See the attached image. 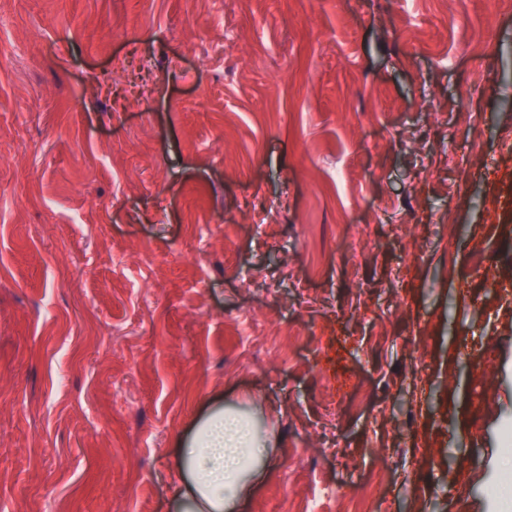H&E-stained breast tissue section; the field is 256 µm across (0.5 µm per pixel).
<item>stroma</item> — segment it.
Returning a JSON list of instances; mask_svg holds the SVG:
<instances>
[{
  "mask_svg": "<svg viewBox=\"0 0 512 512\" xmlns=\"http://www.w3.org/2000/svg\"><path fill=\"white\" fill-rule=\"evenodd\" d=\"M512 512V5L0 0V512ZM273 430L236 404L211 408L177 454L176 512H238L277 466Z\"/></svg>",
  "mask_w": 512,
  "mask_h": 512,
  "instance_id": "1",
  "label": "stroma"
}]
</instances>
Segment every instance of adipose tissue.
Returning <instances> with one entry per match:
<instances>
[{
	"mask_svg": "<svg viewBox=\"0 0 512 512\" xmlns=\"http://www.w3.org/2000/svg\"><path fill=\"white\" fill-rule=\"evenodd\" d=\"M278 440L253 413L232 403L211 408L177 454L175 512H239L277 466Z\"/></svg>",
	"mask_w": 512,
	"mask_h": 512,
	"instance_id": "obj_1",
	"label": "adipose tissue"
}]
</instances>
